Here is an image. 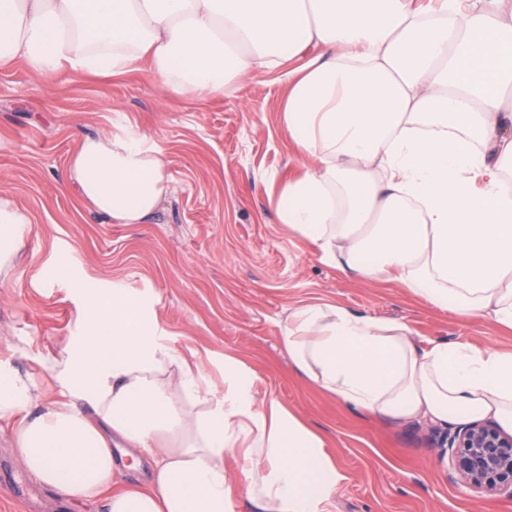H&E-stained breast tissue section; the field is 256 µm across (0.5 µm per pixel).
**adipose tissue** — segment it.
I'll list each match as a JSON object with an SVG mask.
<instances>
[{"label": "adipose tissue", "mask_w": 512, "mask_h": 512, "mask_svg": "<svg viewBox=\"0 0 512 512\" xmlns=\"http://www.w3.org/2000/svg\"><path fill=\"white\" fill-rule=\"evenodd\" d=\"M298 57L279 121L301 170L281 182L280 223L323 263L512 328V0H0V69L52 83L143 67L161 97L203 99ZM66 181L111 224L146 223L171 188L162 149L129 132L83 137ZM31 232L0 195L1 286ZM153 321L116 288L87 301L47 383L0 364L26 471L104 512H233L242 494L258 512H324L345 479L324 437L235 355L215 394L195 354L133 345ZM283 344L354 411L512 432V353L420 349L405 324L328 303L293 309ZM116 439L152 458L147 484L119 481Z\"/></svg>", "instance_id": "1"}]
</instances>
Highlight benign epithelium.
I'll return each instance as SVG.
<instances>
[{
    "instance_id": "7a95c632",
    "label": "benign epithelium",
    "mask_w": 512,
    "mask_h": 512,
    "mask_svg": "<svg viewBox=\"0 0 512 512\" xmlns=\"http://www.w3.org/2000/svg\"><path fill=\"white\" fill-rule=\"evenodd\" d=\"M437 447L448 449L452 480L512 499V434L492 422L466 423L440 438Z\"/></svg>"
}]
</instances>
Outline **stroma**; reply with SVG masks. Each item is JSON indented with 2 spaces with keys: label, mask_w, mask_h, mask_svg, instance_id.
Masks as SVG:
<instances>
[{
  "label": "stroma",
  "mask_w": 512,
  "mask_h": 512,
  "mask_svg": "<svg viewBox=\"0 0 512 512\" xmlns=\"http://www.w3.org/2000/svg\"><path fill=\"white\" fill-rule=\"evenodd\" d=\"M287 94L282 71L224 96L165 100L141 69L68 75L58 86L20 64L0 70V195L33 218L15 278L0 287V362L45 380L48 361L83 333L87 296L125 288L152 303L171 345L198 352L212 383L235 355L260 393L322 433L346 476L326 512H512V500L449 480L436 460L438 424L350 411L295 373L283 326L310 303L402 322L420 347L464 341L512 353V330L434 309L397 282L342 273L279 223L271 178L298 168L279 122ZM129 130L161 146L172 192L147 223L110 224L64 174L81 137ZM62 264L69 279L56 277ZM26 490L25 503L0 486V512H101L32 479Z\"/></svg>",
  "instance_id": "1"
}]
</instances>
